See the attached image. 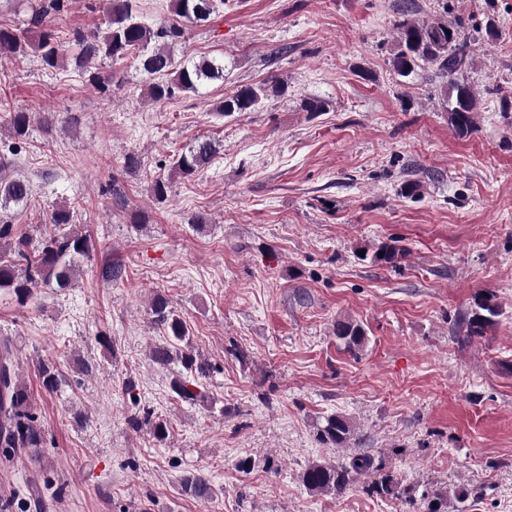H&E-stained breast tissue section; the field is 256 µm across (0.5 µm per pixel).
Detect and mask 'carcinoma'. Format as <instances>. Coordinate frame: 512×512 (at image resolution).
Returning <instances> with one entry per match:
<instances>
[{"label": "carcinoma", "instance_id": "obj_1", "mask_svg": "<svg viewBox=\"0 0 512 512\" xmlns=\"http://www.w3.org/2000/svg\"><path fill=\"white\" fill-rule=\"evenodd\" d=\"M217 0H173L176 23H162L152 27L139 15L137 0H106V29L101 34H86L80 30L73 33V41L80 47L76 66L83 74L89 75V82L98 88L105 86L106 79L93 71V64L99 60L114 62L135 59L146 74L149 97L156 103L173 98L181 92L196 93L207 81L224 79V61L202 58L187 60L175 53V46L185 38L188 27L210 19L216 12ZM63 0H46L32 18L38 29L37 43H32L24 33L0 28V49L13 54H24L34 47L46 69H58L63 62V52L51 28V17L62 8ZM398 51L393 67L398 75L406 77L420 64H429L450 80L451 95L448 103V124L461 135L471 131L476 108V96L472 88L456 80L468 63L471 54L466 44L455 43L458 30L445 23H425L402 20L396 24ZM267 95V85L242 87L224 98L218 105V112L226 116L235 112H249L255 109ZM30 112H12L9 117L13 136L23 138L34 119ZM39 119L50 128L60 120V115L47 112ZM215 152L214 145L205 140L174 159L172 171L183 177L191 176L203 169ZM31 195L30 184L21 178L0 177V207L11 203L19 205ZM49 223L52 232L42 247L31 246L30 238L17 234L14 225L0 224V247L8 251L0 254V289L12 291L21 304L27 303L34 291L43 284H56L59 288L72 285L75 264L93 251L91 237L70 227L72 212L58 208L52 212ZM404 249L383 244L373 253L375 263L396 266ZM475 309L466 322L465 337L483 336L493 328L500 315L492 298L478 294L474 298ZM152 322L167 336L166 342L156 344L150 350V360L166 367L178 363L181 370L171 379V396L183 402L192 403L199 398L201 379L210 374L209 364L195 350L186 322L176 313L168 298L157 293L150 303ZM336 338L353 351L365 339L361 325L349 321L336 324ZM16 348L8 337L0 338V453L4 458L11 456L13 448H29L38 454L46 441L42 430L36 425L31 412L29 394L21 384L16 383L13 365ZM41 378L43 389L49 394L60 392L65 376L50 362L42 363ZM129 422L136 431H146L157 442L168 438L166 423L154 415L151 408L136 410ZM353 427L342 415L330 416L318 429V440L334 448H342L349 441ZM368 475L372 478L370 492L381 498L402 499L406 489L392 472L385 470L381 458L370 453H357L347 463L336 466L325 461L309 464L301 473L306 489L314 494L326 495L343 493L357 477ZM186 495L205 500L212 496L213 488L202 473H190L182 479Z\"/></svg>", "mask_w": 512, "mask_h": 512}]
</instances>
